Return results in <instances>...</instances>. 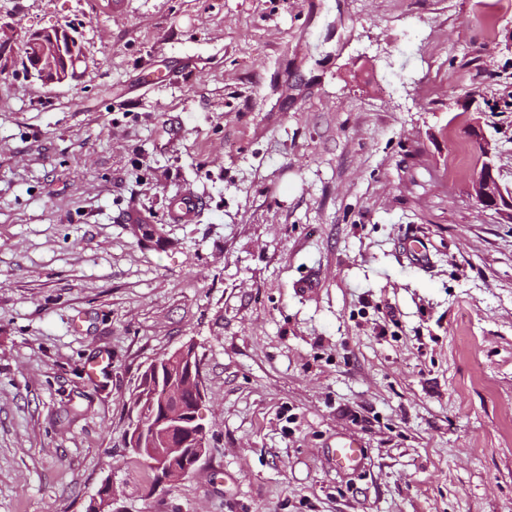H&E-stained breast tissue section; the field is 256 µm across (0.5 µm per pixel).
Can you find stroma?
<instances>
[{
  "label": "stroma",
  "mask_w": 512,
  "mask_h": 512,
  "mask_svg": "<svg viewBox=\"0 0 512 512\" xmlns=\"http://www.w3.org/2000/svg\"><path fill=\"white\" fill-rule=\"evenodd\" d=\"M112 2L0 0V512H512V222L467 194L477 128L512 190V0ZM189 342L207 451L152 494L131 399ZM78 33L73 28L62 27L32 30L27 43L35 47L36 53L25 51V68L30 77L43 86L64 82L84 54ZM202 200L190 191H181L170 198L168 217L174 223L190 224L202 209ZM333 452L336 458V467L340 470L356 469L362 465L364 460L362 446L355 440L338 443Z\"/></svg>",
  "instance_id": "stroma-1"
}]
</instances>
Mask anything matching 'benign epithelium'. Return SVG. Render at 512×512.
<instances>
[{
    "instance_id": "benign-epithelium-1",
    "label": "benign epithelium",
    "mask_w": 512,
    "mask_h": 512,
    "mask_svg": "<svg viewBox=\"0 0 512 512\" xmlns=\"http://www.w3.org/2000/svg\"><path fill=\"white\" fill-rule=\"evenodd\" d=\"M27 43L35 51H26L25 68L30 77L44 86L64 82L72 66L84 54V47L78 31L73 28H44L29 33ZM469 193L487 209L499 211L501 215H512V192L505 190L495 166L490 164L470 185ZM148 374L156 378L157 394L163 412L154 427L155 437L161 438L163 448L153 454L150 465L158 477L155 487L159 488L186 476L193 465L205 454L206 430L200 416H187L181 402L185 390H190L197 399H202L204 390L201 374L191 375L187 385L173 379H161V360L147 368Z\"/></svg>"
}]
</instances>
